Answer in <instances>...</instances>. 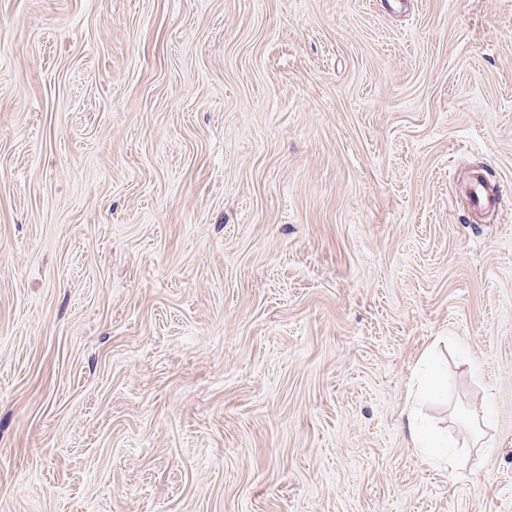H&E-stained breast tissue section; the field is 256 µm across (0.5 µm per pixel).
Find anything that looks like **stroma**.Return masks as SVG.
<instances>
[{
    "label": "stroma",
    "mask_w": 512,
    "mask_h": 512,
    "mask_svg": "<svg viewBox=\"0 0 512 512\" xmlns=\"http://www.w3.org/2000/svg\"><path fill=\"white\" fill-rule=\"evenodd\" d=\"M0 512H512V0H0ZM403 424L408 436L410 448H419L430 455L438 456L437 447L434 446L430 437L421 426L420 408L418 402L413 401L411 405L402 410Z\"/></svg>",
    "instance_id": "obj_1"
}]
</instances>
